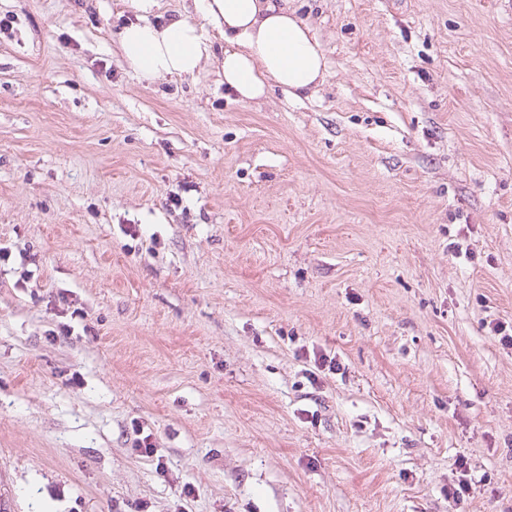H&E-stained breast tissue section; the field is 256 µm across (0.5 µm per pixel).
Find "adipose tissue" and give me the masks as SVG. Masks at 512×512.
Wrapping results in <instances>:
<instances>
[{
	"instance_id": "adipose-tissue-1",
	"label": "adipose tissue",
	"mask_w": 512,
	"mask_h": 512,
	"mask_svg": "<svg viewBox=\"0 0 512 512\" xmlns=\"http://www.w3.org/2000/svg\"><path fill=\"white\" fill-rule=\"evenodd\" d=\"M134 2L142 19L120 31L119 43L144 78L194 73L211 52L210 30L224 39V86L239 100H260L273 85L298 98L325 77L318 37L288 0H195L199 20L179 16L162 25L148 19L155 0Z\"/></svg>"
}]
</instances>
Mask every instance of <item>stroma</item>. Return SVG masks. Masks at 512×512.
I'll list each match as a JSON object with an SVG mask.
<instances>
[{"instance_id":"obj_1","label":"stroma","mask_w":512,"mask_h":512,"mask_svg":"<svg viewBox=\"0 0 512 512\" xmlns=\"http://www.w3.org/2000/svg\"><path fill=\"white\" fill-rule=\"evenodd\" d=\"M290 6L241 102L0 0V512H512V0Z\"/></svg>"}]
</instances>
